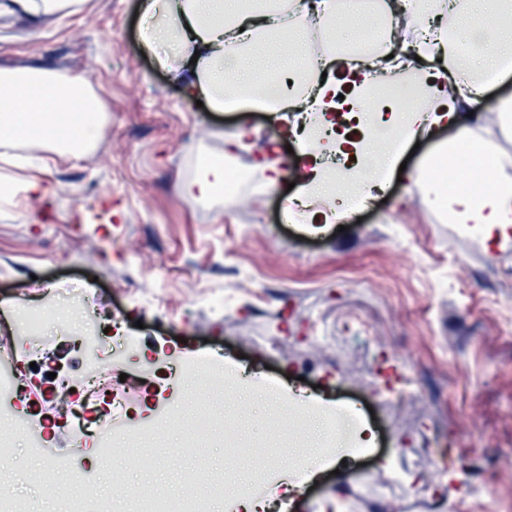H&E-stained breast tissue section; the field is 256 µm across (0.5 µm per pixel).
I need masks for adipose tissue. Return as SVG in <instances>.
I'll list each match as a JSON object with an SVG mask.
<instances>
[{
  "instance_id": "1",
  "label": "adipose tissue",
  "mask_w": 512,
  "mask_h": 512,
  "mask_svg": "<svg viewBox=\"0 0 512 512\" xmlns=\"http://www.w3.org/2000/svg\"><path fill=\"white\" fill-rule=\"evenodd\" d=\"M143 12L149 22L148 43L164 49L159 64L184 82L190 99L206 100L218 111L227 105L238 112L260 108L274 121L301 112L312 115L315 128L335 127L343 106L335 79L301 70L299 60L309 31L335 20L336 0H267L254 7L244 0H143ZM391 14L401 39L386 47L390 59L385 71H412L424 105L383 118L385 131L409 143L433 127H455L441 165L452 170L479 154L473 169L485 187L477 190L471 181H462L449 197L448 216L455 224L507 233L512 229V159L479 149L474 128L462 124L460 115L485 111L488 84L473 59L490 38L511 54L512 29L489 15L482 0H400ZM272 37L279 40L277 61L294 71L296 83L270 93L254 81L253 52ZM411 50L416 60L407 59ZM434 54L441 56L444 68L455 71L453 81H440L429 69ZM106 110L87 79L48 69H0V161L12 162L18 142L26 137L59 154L81 156ZM294 136L297 188L289 202L299 216L308 217L337 193L369 194L378 188L374 162L381 147L376 140L345 145L300 129ZM345 150L354 154L358 166L348 180L331 182L322 159Z\"/></svg>"
}]
</instances>
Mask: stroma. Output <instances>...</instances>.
<instances>
[{
	"label": "stroma",
	"instance_id": "35a3bbf8",
	"mask_svg": "<svg viewBox=\"0 0 512 512\" xmlns=\"http://www.w3.org/2000/svg\"><path fill=\"white\" fill-rule=\"evenodd\" d=\"M140 2L85 0L71 13L0 18V69L83 77L108 105L83 158L31 144L21 149L29 166L6 172L44 191L0 204V336L13 338L0 377L29 395L0 392V407L20 423L0 490L60 512L82 493L53 481L60 457L96 480L107 512H137L131 487L164 498L198 470L211 488L209 512H228L256 464L228 452L227 437L268 445L266 466L292 468L293 431L272 412V387L285 403L305 398L328 410L347 398L373 410L370 447L330 449L359 456L361 468L321 467L305 493L273 488L282 512H446L452 499L465 512H512V236L449 223L448 188L416 179L454 128L422 138L401 175L342 223L299 222L287 210L292 176L270 192L256 183L264 162L287 158L288 124L254 110L243 118L252 134L225 153L242 117L197 106L156 65ZM223 157L251 175L236 206L180 193L205 160ZM48 288L89 289L102 314L120 317L112 357L149 382L134 429L180 399L204 408L191 367L209 351L241 372L237 410L205 436L173 428L144 443L146 464L117 470L92 446L73 459L45 398L74 359L67 310L46 300ZM34 304L48 314L36 339L18 328Z\"/></svg>",
	"mask_w": 512,
	"mask_h": 512
}]
</instances>
